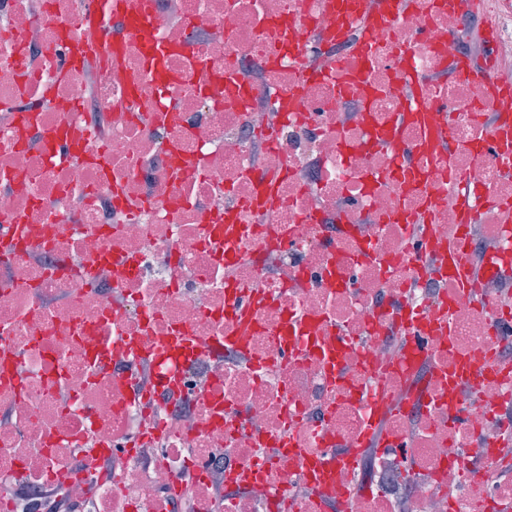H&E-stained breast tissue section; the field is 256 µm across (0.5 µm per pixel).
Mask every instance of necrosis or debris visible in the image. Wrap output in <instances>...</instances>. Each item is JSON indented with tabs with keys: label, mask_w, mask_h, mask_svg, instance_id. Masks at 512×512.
<instances>
[{
	"label": "necrosis or debris",
	"mask_w": 512,
	"mask_h": 512,
	"mask_svg": "<svg viewBox=\"0 0 512 512\" xmlns=\"http://www.w3.org/2000/svg\"><path fill=\"white\" fill-rule=\"evenodd\" d=\"M359 3L0 0V512H512V0ZM129 2L128 0H98V9L91 12L89 17L94 20L98 24L99 29H101L106 19H112L115 14L125 11Z\"/></svg>",
	"instance_id": "obj_1"
}]
</instances>
